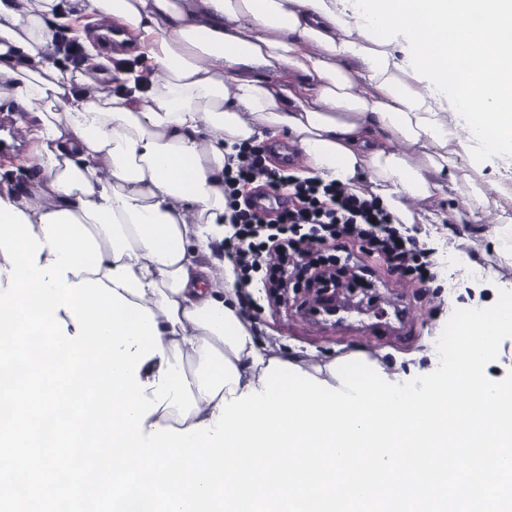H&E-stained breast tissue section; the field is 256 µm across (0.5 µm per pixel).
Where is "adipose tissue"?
<instances>
[{"instance_id": "adipose-tissue-1", "label": "adipose tissue", "mask_w": 512, "mask_h": 512, "mask_svg": "<svg viewBox=\"0 0 512 512\" xmlns=\"http://www.w3.org/2000/svg\"><path fill=\"white\" fill-rule=\"evenodd\" d=\"M72 3L136 36L151 70L113 68L106 87L86 64L61 73V0H0V97L37 138L33 175L0 183V201L37 234L67 211L90 230L99 278L154 315L164 353L141 381L182 354L197 406L185 419L158 409L145 431L212 423L222 398L262 389L274 360L339 384L326 362L251 331L224 255V165L239 148L286 134L300 177L368 184L404 224L425 203L488 225L512 255V0ZM492 159L503 175L489 193L479 175Z\"/></svg>"}]
</instances>
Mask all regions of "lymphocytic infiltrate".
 I'll return each mask as SVG.
<instances>
[{"label":"lymphocytic infiltrate","instance_id":"obj_1","mask_svg":"<svg viewBox=\"0 0 512 512\" xmlns=\"http://www.w3.org/2000/svg\"><path fill=\"white\" fill-rule=\"evenodd\" d=\"M245 184L282 194L288 204L272 219L256 213L240 201ZM224 196L233 228L224 243L240 283L268 269L278 271L285 283L303 275L322 286L335 281L330 268L341 251L355 252L359 263L380 261L390 272L421 285L435 276L431 249L396 227L375 199L288 175L268 165L259 148H251L236 170L225 171Z\"/></svg>","mask_w":512,"mask_h":512}]
</instances>
